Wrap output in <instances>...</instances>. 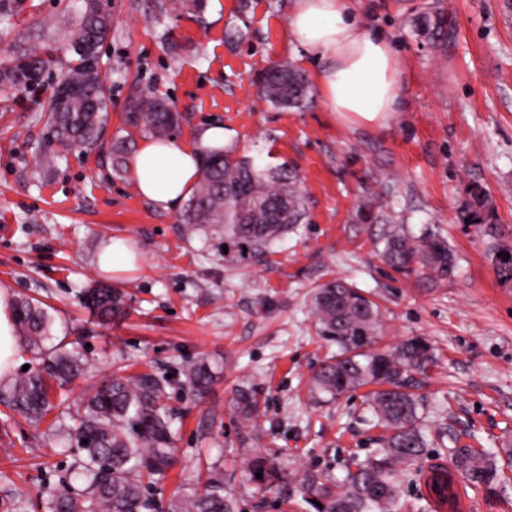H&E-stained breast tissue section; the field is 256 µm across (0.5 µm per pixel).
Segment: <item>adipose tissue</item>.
<instances>
[{
  "mask_svg": "<svg viewBox=\"0 0 512 512\" xmlns=\"http://www.w3.org/2000/svg\"><path fill=\"white\" fill-rule=\"evenodd\" d=\"M291 35L322 66L317 81L329 111L346 122L386 123L400 109V59L382 35L365 31L349 0H294ZM224 127H202L197 146L146 139L131 161L139 193L167 209L188 197L196 181L200 147L223 145Z\"/></svg>",
  "mask_w": 512,
  "mask_h": 512,
  "instance_id": "obj_1",
  "label": "adipose tissue"
}]
</instances>
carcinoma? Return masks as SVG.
<instances>
[{
    "label": "carcinoma",
    "mask_w": 512,
    "mask_h": 512,
    "mask_svg": "<svg viewBox=\"0 0 512 512\" xmlns=\"http://www.w3.org/2000/svg\"><path fill=\"white\" fill-rule=\"evenodd\" d=\"M70 48L75 58L57 76L74 94L54 95L46 110L55 137L70 145H90L101 137L108 112L107 92L99 73L98 53L111 32V16L100 0H85L82 13L71 19ZM48 52L33 44L23 54L0 61V86L27 87L37 83L50 67ZM260 97L276 108L301 110L312 100V87L292 62L274 64L259 80ZM132 122L158 140H167L179 126L180 115L154 95L131 105ZM471 202L462 219L487 225L494 238L497 219L479 186L470 189ZM309 198L296 171L282 163L262 164L239 157L231 146L201 151L198 179L183 205L181 223L191 233L202 232L230 266H249L266 254L277 240L294 232L307 218ZM366 222L391 224L381 256L391 267L409 274L427 270L439 278L456 267L447 241L432 233L414 238L391 216L366 208ZM497 275L512 281V249H499ZM508 256H503V253ZM85 304L101 321L123 316L126 302L121 292L89 288ZM318 336L336 344L339 352L322 363L310 378L309 391L337 399L363 386H374L368 403L376 426L384 430L379 448L354 462L344 478L311 476L301 492L319 506L315 512H402V473L424 485L430 512H458L461 491L491 485L503 467H512V440L488 455L469 444L445 449L448 463H431L428 436L421 425V407L407 391L411 372L424 374L435 363L430 343L420 337L405 340L388 350L374 348L381 332V308L365 292L339 279L318 285L311 300ZM14 326L22 345L35 354L37 367L10 381L7 408L35 423L44 420L51 403L49 380L63 387L82 374L79 354L59 344L52 350L43 343L52 335L54 318L42 302L20 298L14 304ZM185 381L203 391L213 379L204 361L183 369ZM239 409L257 420V402L240 393ZM75 469L81 483H67L47 500L48 512H152L143 479L162 480L171 467L172 413L167 407L165 382L153 373L126 377L113 373L100 380L77 407ZM88 443H83V440ZM262 478H256L257 472ZM249 480L271 484L278 479L274 465L257 456L249 462ZM166 512H236L231 494L224 491V473L212 465L202 488L190 496L173 495Z\"/></svg>",
    "instance_id": "cac0c4a2"
}]
</instances>
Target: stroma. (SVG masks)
<instances>
[{"instance_id":"stroma-1","label":"stroma","mask_w":512,"mask_h":512,"mask_svg":"<svg viewBox=\"0 0 512 512\" xmlns=\"http://www.w3.org/2000/svg\"><path fill=\"white\" fill-rule=\"evenodd\" d=\"M292 4L108 0L112 30L99 58L107 124L86 147L61 144L45 118L55 74L73 58L58 20L77 17L83 0H13V25L0 32V60L36 38L54 60L38 86L0 89V286L48 304L51 344L81 352L86 371L66 390L67 405L119 369L166 377L176 462L152 493L156 512L170 496L192 494L199 466L213 463L239 512H314L301 481L343 478L352 458L372 453L379 431L366 388L331 402L308 392L336 350L315 332L311 291L333 278L380 305L378 348L415 337L434 347L436 366L410 387L436 437L431 451L466 436L493 453L512 436V282L498 278L487 237L458 220L470 187L481 186L512 247V0H352L358 23L401 60V108L381 125L344 122L319 97L301 111L259 99L272 62L316 75L318 61L288 34ZM150 93L181 114L177 143L196 145L200 126L219 123L239 154L292 165L309 197L305 223L260 262L231 269L203 236L187 234L181 206L143 198L131 173L114 169L111 146L144 139L129 116ZM371 199L403 217L410 235L445 237L454 275L404 276L386 265V225L356 219ZM111 239L136 246L134 270H99V248ZM98 282L125 293L124 318L104 324L83 306L82 291ZM200 359L214 372L201 393L182 374ZM243 391L258 401V420L239 411ZM70 426L60 410L36 426L0 402V505L47 512V492L74 462ZM270 452L282 479L257 485L248 461ZM462 504L461 512H512V471Z\"/></svg>"}]
</instances>
